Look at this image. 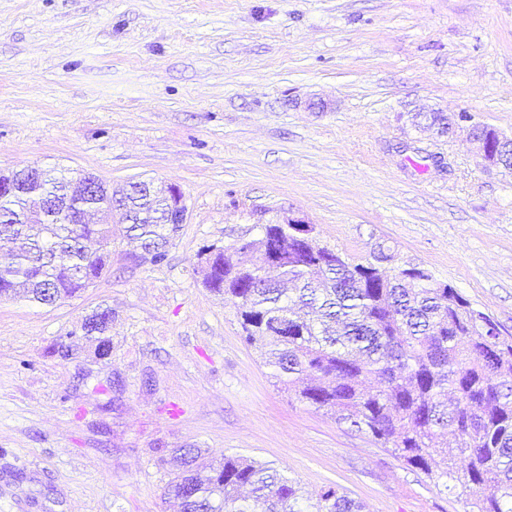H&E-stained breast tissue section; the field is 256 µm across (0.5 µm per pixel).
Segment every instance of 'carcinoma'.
<instances>
[{"label":"carcinoma","mask_w":512,"mask_h":512,"mask_svg":"<svg viewBox=\"0 0 512 512\" xmlns=\"http://www.w3.org/2000/svg\"><path fill=\"white\" fill-rule=\"evenodd\" d=\"M0 230L13 261L0 266V298L29 302L71 298L102 276L112 236L167 259L178 225L165 185L131 183L87 197L53 169L0 173ZM123 200L132 222L114 229L112 200ZM101 222L81 221L87 213ZM289 225L258 226L256 236L230 246L211 245L202 283L231 301L248 343L284 390L372 436L449 491L465 512H512V337L490 333L452 286L408 266L385 275L367 260L354 262L319 243L288 244L274 274L249 262ZM94 238L96 252L84 242ZM175 453L183 469L165 494L182 512H305L294 482L255 459L226 456L211 464L199 448ZM314 512H362L328 486Z\"/></svg>","instance_id":"cac0c4a2"}]
</instances>
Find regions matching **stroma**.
<instances>
[{"mask_svg": "<svg viewBox=\"0 0 512 512\" xmlns=\"http://www.w3.org/2000/svg\"><path fill=\"white\" fill-rule=\"evenodd\" d=\"M428 111L512 136V0H0V171L155 178L188 208L163 264L117 239L73 298L0 299V512H179L162 491L189 446L307 498L463 512L277 387L198 273L292 214L356 261L389 246L512 336V170L414 127ZM101 306L104 358L81 330Z\"/></svg>", "mask_w": 512, "mask_h": 512, "instance_id": "1", "label": "stroma"}]
</instances>
